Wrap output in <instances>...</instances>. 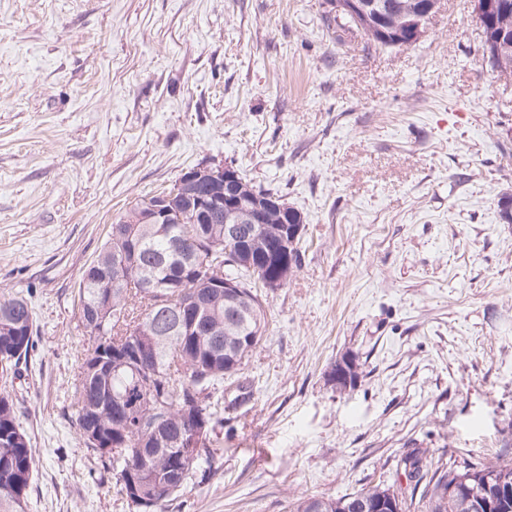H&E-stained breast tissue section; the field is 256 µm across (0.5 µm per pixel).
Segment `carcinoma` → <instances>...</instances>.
Wrapping results in <instances>:
<instances>
[{
    "label": "carcinoma",
    "instance_id": "carcinoma-1",
    "mask_svg": "<svg viewBox=\"0 0 512 512\" xmlns=\"http://www.w3.org/2000/svg\"><path fill=\"white\" fill-rule=\"evenodd\" d=\"M385 23L377 29L361 15L327 11L324 22L338 30L360 33L368 42L388 48L412 45L406 30L418 19L424 0H375ZM495 26L512 31V0H498ZM490 69L512 71V41L493 45L483 53ZM240 196L273 201L264 211L263 239L276 237L286 212L292 209L272 189H257L240 177ZM205 189L197 185L176 195L171 216L158 222V194L130 202L96 258L83 271L79 288V327L86 336L78 374L73 383L76 425L87 448L97 453L102 469L112 472L118 492L134 512H163L167 502L193 480L200 467L211 464V435L217 417L213 396L224 379L240 374L267 330L265 299L260 289L268 279L288 283L298 268L300 253L293 248L276 257L263 244L247 241L258 270L237 259V245L224 240V213L202 215L194 202ZM136 253V266L120 267L116 257ZM215 266L223 280L238 290L199 284L196 267L202 261ZM191 301L182 323L174 308ZM33 314L28 301L0 296V360L10 363V378L33 348ZM207 423L185 454L183 435ZM124 448L116 457L112 449ZM35 453L20 428L9 391L0 392V512H26L34 478ZM405 471L413 487L422 488L424 512H512V503L498 496L500 484L512 485V460L431 468L421 451L406 458ZM470 475L477 502L448 494V484ZM390 488L379 485L344 496H311L297 500L291 512H351L348 504L387 497Z\"/></svg>",
    "mask_w": 512,
    "mask_h": 512
}]
</instances>
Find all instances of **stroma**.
Returning <instances> with one entry per match:
<instances>
[{
	"label": "stroma",
	"mask_w": 512,
	"mask_h": 512,
	"mask_svg": "<svg viewBox=\"0 0 512 512\" xmlns=\"http://www.w3.org/2000/svg\"><path fill=\"white\" fill-rule=\"evenodd\" d=\"M324 0H0V294L35 348L12 397L26 512H130L77 433L79 281L135 198L215 160L303 220L300 265L225 384L210 467L166 512H289L413 488V449L512 459V79L471 0L389 49ZM353 355L359 378L328 373ZM483 58L487 61L493 72L499 70H511L512 72V41L501 44V46L493 45L488 47V53L483 43ZM507 71L502 76L511 77L512 73Z\"/></svg>",
	"instance_id": "obj_1"
}]
</instances>
